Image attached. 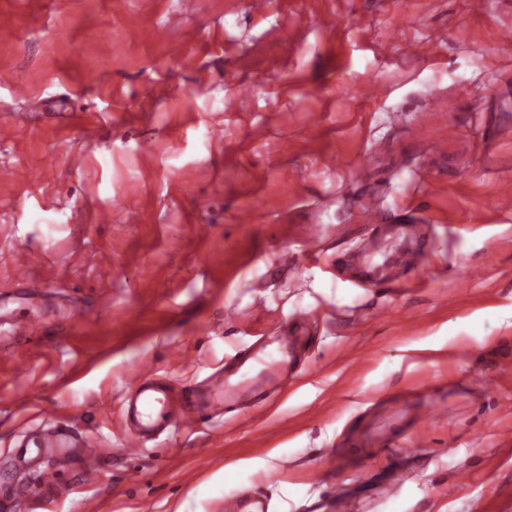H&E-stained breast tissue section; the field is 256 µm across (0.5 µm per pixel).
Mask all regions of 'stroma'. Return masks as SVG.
I'll return each instance as SVG.
<instances>
[{
	"mask_svg": "<svg viewBox=\"0 0 512 512\" xmlns=\"http://www.w3.org/2000/svg\"><path fill=\"white\" fill-rule=\"evenodd\" d=\"M180 3L0 0V319L44 327L0 337V488L31 489L10 512H224L240 491L269 512H336L338 493L351 512H512V128L484 130L512 113V0ZM366 198L416 235L362 223ZM380 260L407 286L371 285ZM291 326L299 365L235 420L121 455L135 372L189 387ZM45 420L99 440L94 477L79 449L27 446ZM8 336H43V325L34 318H17L8 324L6 329L1 330V335Z\"/></svg>",
	"mask_w": 512,
	"mask_h": 512,
	"instance_id": "stroma-1",
	"label": "stroma"
}]
</instances>
